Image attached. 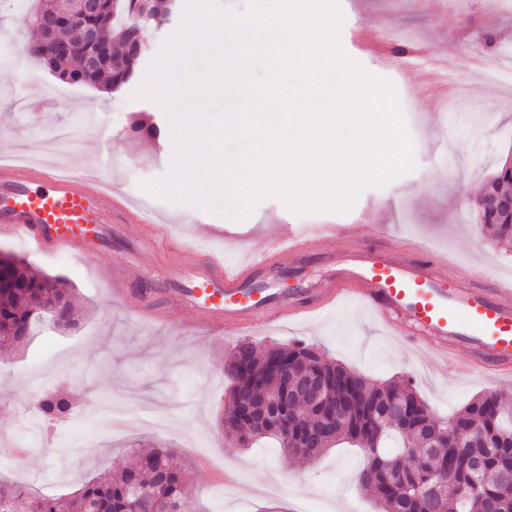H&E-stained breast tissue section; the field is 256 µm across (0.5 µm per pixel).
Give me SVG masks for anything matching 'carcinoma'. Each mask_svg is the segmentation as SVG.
Returning a JSON list of instances; mask_svg holds the SVG:
<instances>
[{"instance_id":"cac0c4a2","label":"carcinoma","mask_w":512,"mask_h":512,"mask_svg":"<svg viewBox=\"0 0 512 512\" xmlns=\"http://www.w3.org/2000/svg\"><path fill=\"white\" fill-rule=\"evenodd\" d=\"M101 2V10L84 19L98 31L99 41L79 39L75 29L67 27L61 30L60 39L69 43L68 52L61 54L43 43L39 33L27 45V52L66 83L74 76L77 84L102 85L114 92L136 80L148 50L144 48L134 56L128 48L136 0ZM88 55L97 57L91 71L83 69ZM129 134L156 139L160 128L151 116L142 114L130 123ZM482 187L485 194L502 199L498 208L481 213L482 223L499 243L512 245V163L504 162ZM0 278L7 286V291L0 293V357L12 354L35 336L44 323L38 313L43 301L60 303L74 315L73 289L66 287L62 277L46 274L25 259L0 251ZM285 373L297 377L314 373L322 378L327 386L322 402L313 404L299 398L288 408H269L274 421L265 428L249 424L244 397L257 391L272 395ZM224 375L230 388L220 427L236 442L248 444L266 437L279 442L280 428L293 429L298 439L335 412L338 418L329 438L304 448H285L284 454L311 461L342 444L372 453V464L361 469L358 484L382 512H505L500 501L504 482L512 479V411L496 391L485 393L448 418L454 432L446 439H437L436 416L410 382L372 383L301 341L262 353L253 344L240 342L224 366ZM393 402L403 404L406 412L391 428L387 416ZM33 407L46 423L66 422L73 415V403L62 391L38 397ZM472 456L479 461L476 471L470 468ZM434 473L446 483L433 504L417 496L414 486ZM474 480L478 492L466 503L459 502L453 488ZM136 486L145 490L137 504L139 512H192L189 471L178 451L162 443L137 449L133 462L121 472H103L68 496L35 495L19 485L0 482V512H14L19 503L27 512H84L90 504L97 512H129L128 492Z\"/></svg>"}]
</instances>
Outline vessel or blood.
<instances>
[{
  "mask_svg": "<svg viewBox=\"0 0 512 512\" xmlns=\"http://www.w3.org/2000/svg\"><path fill=\"white\" fill-rule=\"evenodd\" d=\"M116 216L134 226L127 247L141 256L175 259L187 250L182 240L168 238L149 212L113 199L111 185L96 171L61 172L0 157V233H26L41 252L76 254L100 242L102 225ZM338 240L347 242L350 259L309 297L285 302L256 288L260 274L273 269L280 257L296 262ZM455 266L446 252L423 238L363 244L348 227L327 224L312 237L291 233L250 240L237 262L208 256L171 297L193 308L197 329L207 333L295 322L353 298L383 326L403 322L430 342L434 354L427 365L433 374H442L453 361L463 374L479 367L512 377V278H496L477 266L462 283L449 276ZM102 277L112 295L141 316L159 317L154 293H132L124 275L113 269H103Z\"/></svg>",
  "mask_w": 512,
  "mask_h": 512,
  "instance_id": "1",
  "label": "vessel or blood"
}]
</instances>
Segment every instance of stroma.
Wrapping results in <instances>:
<instances>
[{
  "instance_id": "stroma-1",
  "label": "stroma",
  "mask_w": 512,
  "mask_h": 512,
  "mask_svg": "<svg viewBox=\"0 0 512 512\" xmlns=\"http://www.w3.org/2000/svg\"><path fill=\"white\" fill-rule=\"evenodd\" d=\"M340 5L342 46L370 73L394 84L416 162L414 172L364 190L349 212L298 216L269 199L241 222L216 199L203 200L176 186L191 142L183 128L193 103L183 100L179 79L154 83L150 69L184 27L181 16L152 36L137 81L112 94L63 82L29 57L26 47L34 31L27 18L34 0H0V149L75 171L103 170L114 192L150 212L170 236L199 242V252L181 258L187 268L200 264L208 250L235 260L244 233L347 224L361 241L377 225L394 238L430 239L459 254L456 276L462 281L473 262L512 277V248L492 243L470 201L477 186L512 157V79L497 76L512 57V0H367L362 7L356 0H340ZM488 29L497 35L490 48L483 40ZM403 33L413 36L422 54L394 66L387 49ZM429 67L454 79L461 95L456 105H449L442 89L419 90L416 76ZM142 111L159 124V140L129 136L133 116ZM121 227L112 224L111 249L75 256H49L22 236L0 235V250L66 279L81 310L75 327L44 329L26 348L0 360L1 478L13 481L25 473L31 490L66 494L100 472L121 471L131 460V444L161 442L180 451L193 479L197 512H259L269 501L265 485L273 475L282 485L278 500L290 510L303 497L315 512H378L356 482L364 464L359 450L333 448L307 463L285 458L268 441L251 448L224 437L219 427L227 391L224 363L234 347L244 341L261 349L295 340L316 345L328 359L369 380L412 378L439 417L495 388L492 378L462 376L452 367L442 378L421 372L423 351L352 302L311 321L205 340L189 334L195 313L186 306L168 307L161 323L138 319L108 293L101 269L123 267L135 291L156 287L171 274L165 259L148 263L126 250ZM346 258L340 251L334 263L314 259L296 270L284 261L262 276L261 285L277 293L291 287L303 295L321 287ZM57 385L69 392L79 412L49 439L31 431L26 408ZM156 405L168 408L167 429L145 423ZM116 417L126 421L120 438L110 434ZM90 433L100 446L81 454L77 446ZM228 471L239 472L240 482L225 484Z\"/></svg>"
}]
</instances>
